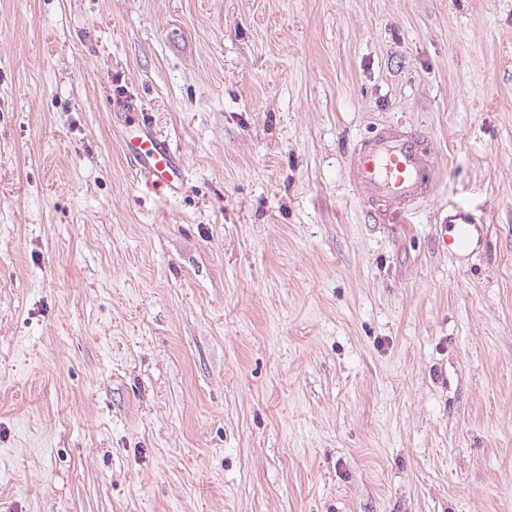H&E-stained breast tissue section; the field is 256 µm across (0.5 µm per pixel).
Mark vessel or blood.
Listing matches in <instances>:
<instances>
[{"label":"vessel or blood","mask_w":512,"mask_h":512,"mask_svg":"<svg viewBox=\"0 0 512 512\" xmlns=\"http://www.w3.org/2000/svg\"><path fill=\"white\" fill-rule=\"evenodd\" d=\"M125 111L132 118L133 130L126 135L122 151L141 176L144 188L178 191L187 172L175 150L135 104H127ZM349 160L354 182L368 201L406 213L429 196L433 175L441 163L427 136L395 125L380 129L355 146ZM484 234V225L459 211L442 226V248L455 256L468 257L479 247Z\"/></svg>","instance_id":"1"}]
</instances>
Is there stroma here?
Here are the masks:
<instances>
[{
    "instance_id": "obj_1",
    "label": "stroma",
    "mask_w": 512,
    "mask_h": 512,
    "mask_svg": "<svg viewBox=\"0 0 512 512\" xmlns=\"http://www.w3.org/2000/svg\"><path fill=\"white\" fill-rule=\"evenodd\" d=\"M0 512H512V0H0ZM125 111L132 118L130 127L134 130L128 132L121 147L142 177L143 187L153 192H177L187 172L176 151L134 103L129 102ZM355 184L368 202L412 211L426 199L441 163L424 134L391 125L355 146L349 156ZM441 228L443 250L462 258L471 256L480 246L486 227L483 224H475L470 214L457 211L448 216V220L441 224Z\"/></svg>"
}]
</instances>
